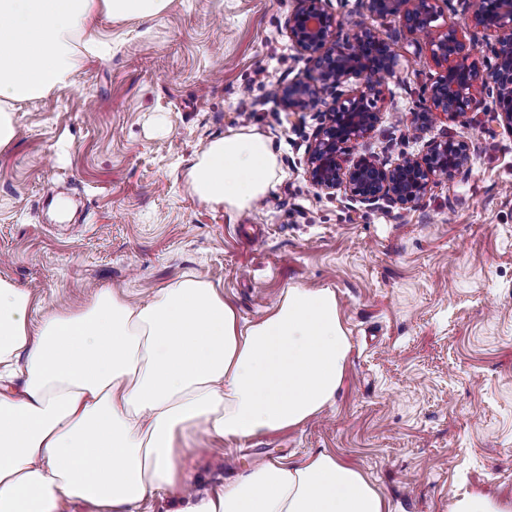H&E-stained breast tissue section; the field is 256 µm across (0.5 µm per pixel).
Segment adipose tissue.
Masks as SVG:
<instances>
[{"mask_svg":"<svg viewBox=\"0 0 512 512\" xmlns=\"http://www.w3.org/2000/svg\"><path fill=\"white\" fill-rule=\"evenodd\" d=\"M169 3L0 0V148L17 136L11 103L45 97L79 70L96 11L148 19ZM277 168L266 139L240 130L204 146L187 182L242 212ZM35 303L0 278V512H58L64 498L137 512L161 492L172 512H390L377 486L327 452L259 464L199 494L181 460L197 431L273 434L334 402L350 345L332 289L287 288L251 324L192 272L140 303L103 288L85 309L36 323Z\"/></svg>","mask_w":512,"mask_h":512,"instance_id":"adipose-tissue-1","label":"adipose tissue"}]
</instances>
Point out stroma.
I'll list each match as a JSON object with an SVG mask.
<instances>
[{
  "instance_id": "1",
  "label": "stroma",
  "mask_w": 512,
  "mask_h": 512,
  "mask_svg": "<svg viewBox=\"0 0 512 512\" xmlns=\"http://www.w3.org/2000/svg\"><path fill=\"white\" fill-rule=\"evenodd\" d=\"M293 0H171L151 19L97 13L112 47L71 82L14 104L19 134L0 148V278L34 288L33 321L78 309L102 288L142 300L188 271L219 284L241 321L286 288H330L350 339L333 404L266 436L201 432L187 467L194 490L223 486L255 462L326 450L373 481L392 512H450L464 493L512 502V132L478 116L437 119L427 138L471 148V171L439 181L412 208L368 206L309 181L321 116L287 114L278 86L314 64L288 39ZM401 80L375 105V131L353 155L416 153L404 120L439 69L425 39L393 17ZM242 128L277 156L273 188L228 213L193 194L185 172L208 142ZM55 188L66 220L43 207Z\"/></svg>"
}]
</instances>
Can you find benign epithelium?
Masks as SVG:
<instances>
[{"mask_svg": "<svg viewBox=\"0 0 512 512\" xmlns=\"http://www.w3.org/2000/svg\"><path fill=\"white\" fill-rule=\"evenodd\" d=\"M442 2L447 0H362L364 12L343 22L331 11L329 0H295L286 23L288 39L314 62L316 73L282 84L277 99L284 112L323 116L306 157L308 178L318 189L341 190L356 203L412 207L432 184L464 177L471 169L468 143L453 137L433 138L419 153H403L391 163L372 155L348 158L351 145L369 137L380 120L374 102L380 86L398 77L397 50L368 24V16L397 17L410 33L425 36L440 68L412 112L414 139L422 138L438 114L454 120L488 111L512 131V0H473L470 22L489 39L494 58L489 67L463 54L460 25L437 24ZM345 23L349 33L344 36ZM359 77L364 78L362 88L344 94L349 80Z\"/></svg>", "mask_w": 512, "mask_h": 512, "instance_id": "7a95c632", "label": "benign epithelium"}]
</instances>
